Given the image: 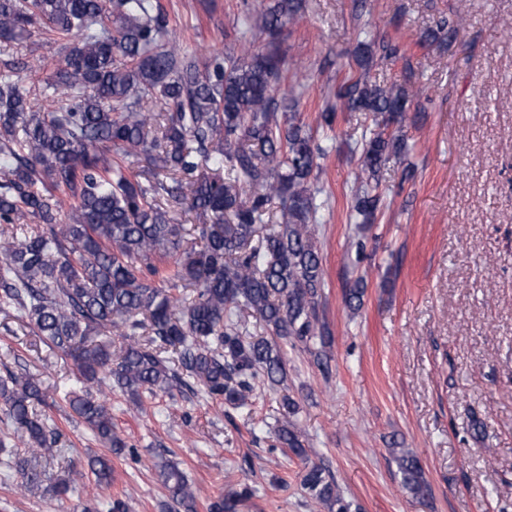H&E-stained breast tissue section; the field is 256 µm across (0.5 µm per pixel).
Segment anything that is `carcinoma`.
<instances>
[{
	"label": "carcinoma",
	"mask_w": 512,
	"mask_h": 512,
	"mask_svg": "<svg viewBox=\"0 0 512 512\" xmlns=\"http://www.w3.org/2000/svg\"><path fill=\"white\" fill-rule=\"evenodd\" d=\"M302 8V0H274L249 27L265 50L217 53L201 64L173 40L154 0H0L3 46L36 32L68 39L42 80V111L31 110L22 66L0 70V306L73 362L68 406L116 454L129 444L94 391L102 384L136 405L144 393L176 389L244 407L257 387L286 383L281 340L328 370L334 336L322 310L313 188L327 148L305 129L298 104L275 97L277 85L297 78L286 75L277 41ZM460 18L439 19L422 39L445 32L453 41ZM363 50L367 64L376 52L399 54L385 39ZM421 96L420 88L362 75L343 83L336 105L321 113L330 130L338 112L377 119L362 142L351 202L361 226L381 208L380 170L410 151L388 127L402 126ZM60 193L73 199L64 213ZM273 199L279 218L270 224ZM172 207L203 222L176 224ZM364 293L359 277L345 291L346 306L359 310ZM245 312L267 335H249ZM104 333L120 338L119 348L96 341ZM47 399L37 378L0 376V410L13 427L0 447L13 438L24 447L7 458L19 488L61 498L88 472L109 486L112 464L102 456L90 458L86 472L40 467L59 441L37 410ZM297 411L283 396L273 447L302 458ZM391 453L402 487L426 497L419 458L404 448ZM158 476L175 512H196V490L178 463H161ZM301 483L328 512H360L321 464L305 466ZM251 496L243 485L211 500L208 512H239Z\"/></svg>",
	"instance_id": "obj_1"
}]
</instances>
